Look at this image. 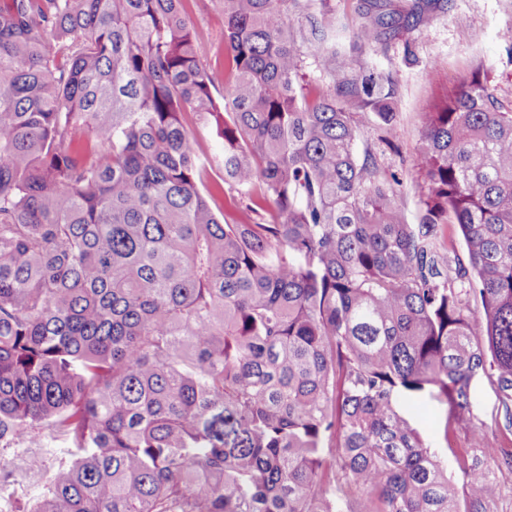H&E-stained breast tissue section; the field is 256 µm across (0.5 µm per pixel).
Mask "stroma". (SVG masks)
Returning a JSON list of instances; mask_svg holds the SVG:
<instances>
[{"mask_svg": "<svg viewBox=\"0 0 512 512\" xmlns=\"http://www.w3.org/2000/svg\"><path fill=\"white\" fill-rule=\"evenodd\" d=\"M360 0H311L310 10L329 22L327 43L367 71L391 75L396 82L395 121H373L359 143L371 150L381 167L402 183L408 223L422 213V181L417 143L432 97L444 85L480 70L495 87L500 101L512 108V0H431L424 23L402 29L387 40L359 44ZM185 10L200 35L202 63L214 72L224 68V14L218 0H186ZM420 434L443 445L445 408L429 400L404 406Z\"/></svg>", "mask_w": 512, "mask_h": 512, "instance_id": "obj_1", "label": "stroma"}]
</instances>
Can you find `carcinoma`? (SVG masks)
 Segmentation results:
<instances>
[{"label":"carcinoma","mask_w":512,"mask_h":512,"mask_svg":"<svg viewBox=\"0 0 512 512\" xmlns=\"http://www.w3.org/2000/svg\"><path fill=\"white\" fill-rule=\"evenodd\" d=\"M220 4L217 97L183 0H0L5 512H506L487 492L512 486V109L478 69L431 101L409 224L357 151L394 120L393 77L324 47L313 94L290 18L324 42L309 0ZM399 29L366 7L356 38ZM189 114L224 141L222 186ZM226 186L254 223L214 211ZM480 374L491 462L399 411L447 406L446 438ZM56 444L49 467L32 451ZM471 404L475 419L489 421L500 407L497 387L486 377H478L471 385Z\"/></svg>","instance_id":"cac0c4a2"}]
</instances>
